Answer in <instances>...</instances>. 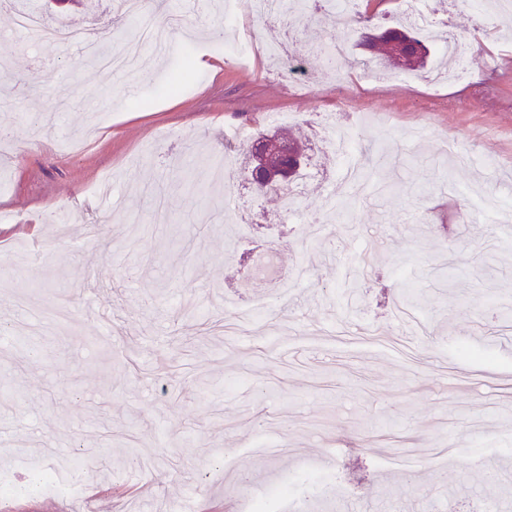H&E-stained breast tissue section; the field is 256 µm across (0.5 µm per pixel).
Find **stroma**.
Segmentation results:
<instances>
[{
    "instance_id": "35a3bbf8",
    "label": "stroma",
    "mask_w": 512,
    "mask_h": 512,
    "mask_svg": "<svg viewBox=\"0 0 512 512\" xmlns=\"http://www.w3.org/2000/svg\"><path fill=\"white\" fill-rule=\"evenodd\" d=\"M29 6L0 4V474L16 485L0 512H167L185 489L191 512H242L286 484L299 512H512V16L461 0L458 80L430 72L436 43L418 71L361 66L360 31L396 26L402 0H358L347 22L309 0L319 38L291 32L276 62L282 24L251 0H148L162 54L113 39L116 0L39 4L134 53L135 83L80 42L16 32ZM228 11L236 28L211 39ZM333 39L356 60L340 76L317 47ZM203 43L214 69L187 68ZM277 131L304 142L315 182L289 205L244 172L252 139ZM348 164L366 192L303 250ZM160 179L168 230L152 241L138 191ZM229 193L251 223L225 222ZM262 301L259 324L225 332ZM439 442L458 462L431 461ZM40 469L67 493L36 489Z\"/></svg>"
}]
</instances>
